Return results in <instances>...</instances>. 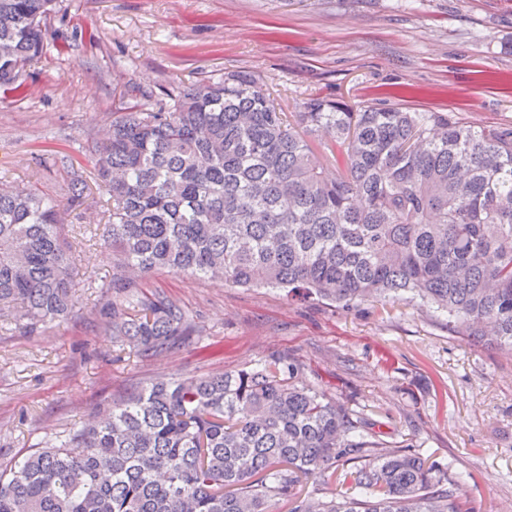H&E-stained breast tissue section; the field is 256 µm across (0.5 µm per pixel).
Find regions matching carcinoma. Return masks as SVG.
Wrapping results in <instances>:
<instances>
[{
  "label": "carcinoma",
  "mask_w": 512,
  "mask_h": 512,
  "mask_svg": "<svg viewBox=\"0 0 512 512\" xmlns=\"http://www.w3.org/2000/svg\"><path fill=\"white\" fill-rule=\"evenodd\" d=\"M56 0H0V88L21 89ZM115 263L99 310L112 342L160 356L197 329L156 271L272 287L353 308L406 295L460 336L512 354V124L310 98L283 112L254 73L162 92L92 146ZM88 184L69 185L80 207ZM59 203L0 189V311L69 315ZM272 357L236 374L156 381L0 474V512H472L438 465L384 442L344 401ZM350 490L315 497L336 464Z\"/></svg>",
  "instance_id": "obj_1"
}]
</instances>
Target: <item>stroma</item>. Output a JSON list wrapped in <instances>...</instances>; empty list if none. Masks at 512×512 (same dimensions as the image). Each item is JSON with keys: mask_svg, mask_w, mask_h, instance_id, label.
Masks as SVG:
<instances>
[{"mask_svg": "<svg viewBox=\"0 0 512 512\" xmlns=\"http://www.w3.org/2000/svg\"><path fill=\"white\" fill-rule=\"evenodd\" d=\"M45 45L23 94L0 90V188L28 183L61 202L76 239L75 314L0 318V471L146 384L278 355L378 438L461 479L475 512H512V355L414 303L342 309L164 271L146 285L188 311L197 336L154 358L118 351L96 315L113 264L105 195L66 204L125 96L231 70L261 75L288 112L318 97L511 124L512 0H58Z\"/></svg>", "mask_w": 512, "mask_h": 512, "instance_id": "1", "label": "stroma"}]
</instances>
